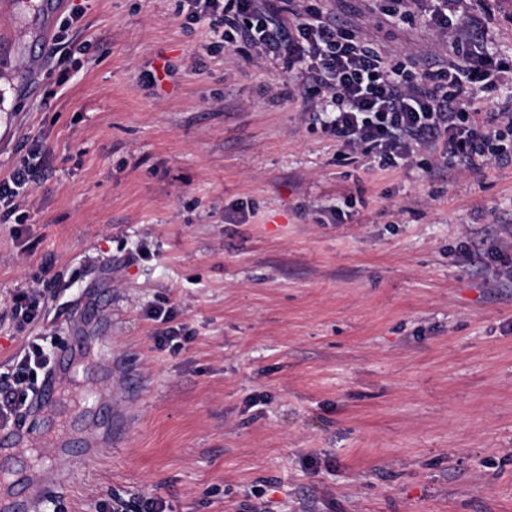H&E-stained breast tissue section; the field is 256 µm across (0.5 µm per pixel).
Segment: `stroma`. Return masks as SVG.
Listing matches in <instances>:
<instances>
[{"label": "stroma", "mask_w": 512, "mask_h": 512, "mask_svg": "<svg viewBox=\"0 0 512 512\" xmlns=\"http://www.w3.org/2000/svg\"><path fill=\"white\" fill-rule=\"evenodd\" d=\"M68 2L82 17L58 20L0 150L1 178L43 145L33 205L0 220V379L101 290L128 424L39 512H137L142 495L175 512H512V163L462 173L423 149L380 170L276 98L279 64L209 52L179 0ZM316 5L423 65L457 62L475 29L512 56V0H455L453 41L432 0ZM35 279L43 315L20 331L9 301ZM156 305L179 350L156 347ZM439 8L436 14L432 18L435 28L444 36L448 37V31L450 33L457 32L463 28L462 19L459 15L451 14L448 15V1L438 0ZM0 117V147L9 148L16 140L17 133L24 123L25 114L23 112H4Z\"/></svg>", "instance_id": "35a3bbf8"}]
</instances>
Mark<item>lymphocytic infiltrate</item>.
Here are the masks:
<instances>
[{"mask_svg":"<svg viewBox=\"0 0 512 512\" xmlns=\"http://www.w3.org/2000/svg\"><path fill=\"white\" fill-rule=\"evenodd\" d=\"M187 18L207 22L210 46L245 44L296 71L295 89L317 96L324 130L349 152L373 155L379 169L409 163L419 147L442 146L449 166L477 171L489 162H512V109L467 110L463 98L495 89L511 66L472 38L460 64L412 72L405 61L383 55L346 21H337L300 0H184ZM41 159H30L0 178V218L10 219L33 196ZM52 354L29 340L7 380L0 383V423L11 422L35 393Z\"/></svg>","mask_w":512,"mask_h":512,"instance_id":"f902f5d3","label":"lymphocytic infiltrate"}]
</instances>
